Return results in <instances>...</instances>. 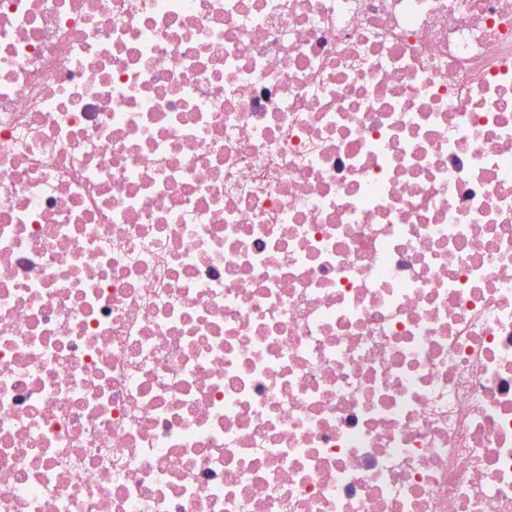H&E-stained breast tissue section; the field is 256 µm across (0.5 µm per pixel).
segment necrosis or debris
I'll use <instances>...</instances> for the list:
<instances>
[{
	"label": "necrosis or debris",
	"instance_id": "necrosis-or-debris-1",
	"mask_svg": "<svg viewBox=\"0 0 512 512\" xmlns=\"http://www.w3.org/2000/svg\"><path fill=\"white\" fill-rule=\"evenodd\" d=\"M0 512H512V0H0Z\"/></svg>",
	"mask_w": 512,
	"mask_h": 512
}]
</instances>
